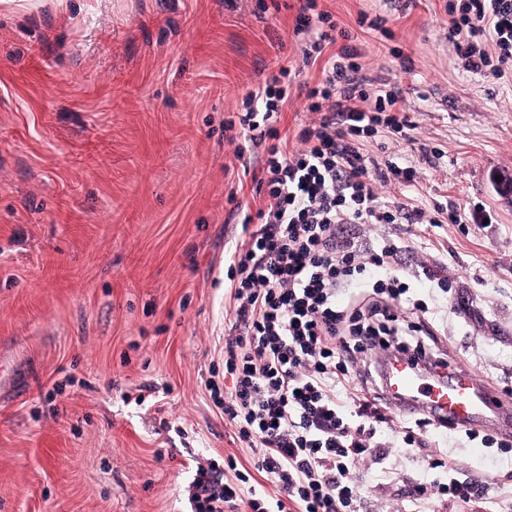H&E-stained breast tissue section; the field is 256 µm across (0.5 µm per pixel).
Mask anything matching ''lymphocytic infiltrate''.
<instances>
[{
	"instance_id": "obj_1",
	"label": "lymphocytic infiltrate",
	"mask_w": 512,
	"mask_h": 512,
	"mask_svg": "<svg viewBox=\"0 0 512 512\" xmlns=\"http://www.w3.org/2000/svg\"><path fill=\"white\" fill-rule=\"evenodd\" d=\"M448 40L470 72L512 71V0H449ZM304 65H320L321 79L303 82L310 121L295 134L298 149L271 124L290 96L289 68L258 83L243 100L237 157L264 202L244 216L251 231L229 255V304L224 321V372L233 390L224 416L238 440L253 449L251 470L224 485L195 482L196 512H351L356 464L375 455L388 418L381 395L386 357L403 355L431 370L434 358L425 322L408 320L420 309L395 262L402 246L374 244L359 224H466L484 222L482 208L467 212L435 207H392L378 200L380 186L415 187L408 166L365 151L379 130L412 129L404 100L390 82L363 74L362 42L333 22L317 0H303L293 28ZM275 484L267 501L253 474Z\"/></svg>"
}]
</instances>
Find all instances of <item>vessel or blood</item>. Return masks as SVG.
I'll use <instances>...</instances> for the list:
<instances>
[{"mask_svg":"<svg viewBox=\"0 0 512 512\" xmlns=\"http://www.w3.org/2000/svg\"><path fill=\"white\" fill-rule=\"evenodd\" d=\"M388 397L409 399L431 418L460 428L493 426L512 432V398L487 388L468 369L449 372L434 383L407 362L390 364L385 376Z\"/></svg>","mask_w":512,"mask_h":512,"instance_id":"vessel-or-blood-1","label":"vessel or blood"}]
</instances>
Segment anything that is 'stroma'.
Returning a JSON list of instances; mask_svg holds the SVG:
<instances>
[{"label": "stroma", "mask_w": 512, "mask_h": 512, "mask_svg": "<svg viewBox=\"0 0 512 512\" xmlns=\"http://www.w3.org/2000/svg\"><path fill=\"white\" fill-rule=\"evenodd\" d=\"M446 0H318L358 36L365 71L400 89L410 136L368 144L399 163L440 149L385 204L483 207L487 224L373 225L400 239L439 354L512 390V74L467 72ZM298 0H68L0 10V512H194L197 468L248 462L207 387L224 377L230 249L255 213L224 122L250 87L298 65ZM388 17L394 42L362 29ZM413 61L404 72L389 53ZM236 202H229L230 189ZM449 278V291L431 284ZM155 390L143 404L141 389ZM395 415L355 474L359 512H415L442 475L512 501V447L457 431L397 448Z\"/></svg>", "instance_id": "stroma-1"}]
</instances>
